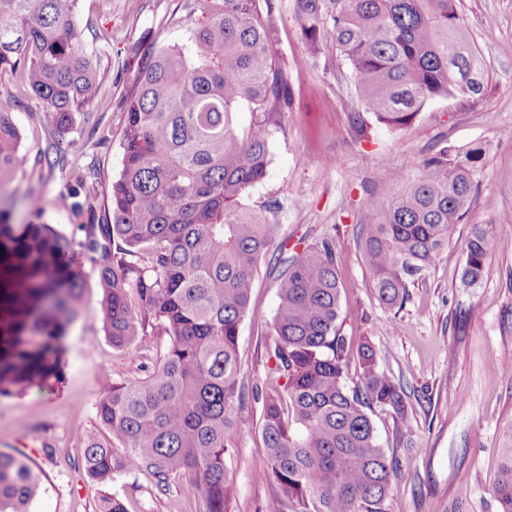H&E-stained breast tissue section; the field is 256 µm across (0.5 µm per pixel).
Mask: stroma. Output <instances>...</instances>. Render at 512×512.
<instances>
[{
	"label": "stroma",
	"mask_w": 512,
	"mask_h": 512,
	"mask_svg": "<svg viewBox=\"0 0 512 512\" xmlns=\"http://www.w3.org/2000/svg\"><path fill=\"white\" fill-rule=\"evenodd\" d=\"M473 46L485 64L477 101L437 100L408 126L393 129L367 118L356 133L348 116L358 111L347 69L334 47L306 58L301 30L289 9L274 19V48L295 68L294 103L271 145L265 177L248 191L247 207L280 227L288 251L322 237L336 248L341 284L339 322L351 345L370 341L383 370L405 391L410 427L398 434L390 412L373 409L376 435L400 469L389 512H498L493 495L500 448L512 431V381L502 365L512 358V0H460ZM203 20L195 0H80L74 18L84 53L102 89L62 137L65 170H48L40 155L50 125L39 101L17 94L15 77L0 72V102L7 103L27 157L1 193L12 198L11 221L45 223L71 233L89 223L56 206L67 181L83 178L97 198L110 201L122 168L125 101L135 77L133 48L186 44ZM484 149L474 200L448 246L424 280L409 289L402 309L377 298L358 245L362 214L381 207V189L418 174L441 147ZM493 237L479 287L460 283L474 225ZM86 280L84 314L67 329L61 379L51 389L29 383L0 385V453L25 456L40 475L28 512H95L100 496L122 498L128 512H196L197 492L187 477L161 491L145 473L99 484L81 466L90 434L100 432L96 406L103 378H142L140 353L160 352L165 337L143 336L133 348L113 349L100 315L102 293L95 264L80 255ZM274 256L262 260L250 310L238 336L240 376L248 390L262 387L270 362L265 346L278 306ZM467 309L464 330L456 315ZM226 463L234 483L232 512H279L275 489L261 478L266 455L261 404L249 401Z\"/></svg>",
	"instance_id": "obj_1"
}]
</instances>
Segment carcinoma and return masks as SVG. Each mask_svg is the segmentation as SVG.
Here are the masks:
<instances>
[{
  "instance_id": "cac0c4a2",
  "label": "carcinoma",
  "mask_w": 512,
  "mask_h": 512,
  "mask_svg": "<svg viewBox=\"0 0 512 512\" xmlns=\"http://www.w3.org/2000/svg\"><path fill=\"white\" fill-rule=\"evenodd\" d=\"M207 21L190 42L133 50L123 163L108 216L65 236L50 224L9 223L0 208V375L45 380L56 369L67 325L85 290L80 254L97 264L102 322L112 346L128 350L149 333L168 337L145 378L114 382L97 404L105 434L85 443L83 468L104 484L143 472L164 490L188 476L198 512H228L239 385L237 342L262 258L278 246L242 200L261 181L282 113L293 105V70L273 48L280 0H196ZM78 0H0V69L18 74L53 126L69 133L100 88L74 26ZM305 55L331 45L347 65L363 114L409 125L436 99L483 95L485 68L458 0H291ZM12 113L0 104V188L25 163ZM48 165L64 168L53 141ZM483 149L442 147L414 178L382 189L385 205L360 219L373 288L400 308L438 261L451 228L469 209ZM68 207L93 212L82 181L65 184ZM492 239L473 227L461 283L484 276ZM279 304L267 346L273 366L262 399L264 478L289 512H388L399 461L377 440L368 410L392 412L409 428L403 389L379 366L369 342L352 350L337 327L336 251L323 237L281 259ZM356 358L359 384L346 383ZM38 477L0 453V512H27ZM498 512H512V433L494 487Z\"/></svg>"
}]
</instances>
